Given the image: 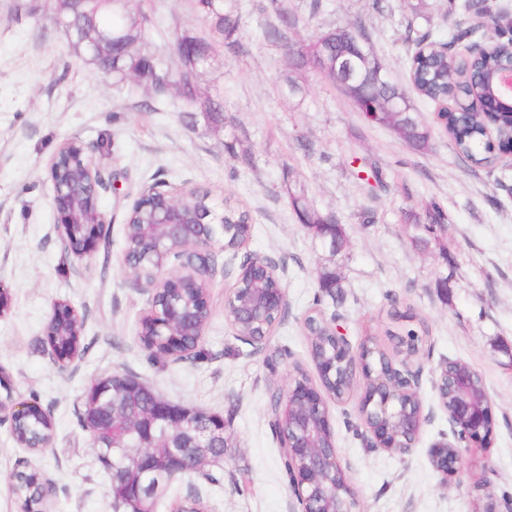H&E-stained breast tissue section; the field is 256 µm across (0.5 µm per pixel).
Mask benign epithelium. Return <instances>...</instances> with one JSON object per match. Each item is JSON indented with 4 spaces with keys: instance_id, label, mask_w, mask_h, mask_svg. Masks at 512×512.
Here are the masks:
<instances>
[{
    "instance_id": "obj_1",
    "label": "benign epithelium",
    "mask_w": 512,
    "mask_h": 512,
    "mask_svg": "<svg viewBox=\"0 0 512 512\" xmlns=\"http://www.w3.org/2000/svg\"><path fill=\"white\" fill-rule=\"evenodd\" d=\"M110 46L112 35L101 31L89 41V51L103 69L108 67L110 53L107 48ZM507 79L512 80V64L500 69L496 75L498 101L490 103L476 99L472 107L476 110H495L504 105L512 107V88L506 91L503 87ZM50 175L63 240L75 257L92 256L98 245L109 239V222L96 207L99 190L106 182L95 163L93 149L76 141L64 143L51 159ZM133 207L150 210L148 221L142 224L141 248L143 256L153 265L151 276L137 280L149 296L140 340L152 353L161 354L166 349V357L186 362L192 358L196 345L202 342L206 326L190 324L189 335L196 337L195 345L177 342V335L169 332V326L181 321L189 309L172 302L160 310L157 300L177 282V277L167 271V265L183 250L191 254L187 278L201 288L198 311L209 312V281L214 274L211 253L216 244L224 241V225L207 220L203 213L191 211L190 206L177 196L165 191L158 194L148 187L134 201ZM251 262L263 278L249 290V294L257 296L256 301L236 297L239 318L257 321L273 310L285 311L286 289L282 287L270 293L262 287L267 278L281 281L279 265L266 257L253 256ZM63 329L81 334V317L68 305L56 304L46 335L56 336ZM341 351L348 358L354 354L362 356L357 367L366 382L362 386L358 414L360 434L366 445L400 456L410 454L424 422L423 407L410 408L399 393L417 388L418 371L409 365L391 362L376 373L368 363L369 355L359 348H351L350 340L339 336L336 353L323 356L316 364L317 372L337 380L345 377V360L339 356ZM450 364L449 360L441 363L435 389L438 404L448 415L451 436L435 442L429 449L431 464L445 484L460 469L461 449L484 445L492 436L488 429L494 422L491 398L487 394L477 397L471 391L472 377L468 375L456 376L454 386L459 392L458 401L450 404L448 398L440 396L441 374ZM105 382L106 379L98 378L91 383L95 392L86 399L84 418L92 425L91 440H96L102 431L110 436V487H117L123 493L126 512H153L143 476L164 471L196 472L223 460L228 437L224 434V419L220 415L158 396L142 408L140 400L151 392V388L134 376L128 378L124 406L112 409L107 415L104 413L105 403L101 401ZM276 394L281 403L297 408L288 421V435L282 436L279 442L293 459L288 471V487L299 505V512H355L349 477L345 475L341 481L329 478L330 473L343 471L335 445L317 448L313 444L317 434L334 437L330 396L322 387L295 375L288 386L277 390ZM30 409L49 415L36 403L15 402L10 397L0 401V413L8 414L12 423Z\"/></svg>"
}]
</instances>
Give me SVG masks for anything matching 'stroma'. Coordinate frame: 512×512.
<instances>
[{
	"label": "stroma",
	"mask_w": 512,
	"mask_h": 512,
	"mask_svg": "<svg viewBox=\"0 0 512 512\" xmlns=\"http://www.w3.org/2000/svg\"><path fill=\"white\" fill-rule=\"evenodd\" d=\"M149 17L147 42L164 65H179L169 47L175 33L207 36L191 0H141ZM238 22L241 48L216 46L201 77L203 95L220 99L224 125H187L173 95L152 101L139 83L111 76L75 58L50 20V0H0V289L11 304L0 316V374L15 401H33L54 422L51 446L33 453L18 445L0 420V512H21L9 486L12 472L34 465L50 483L48 512H112L110 477L79 422L82 398L95 379L128 373L175 403L224 419L230 437L223 462L174 483L155 512L171 500L200 496L209 512H298L268 424L273 391L303 369L318 373L307 351L302 319L317 292L321 268L345 281L343 304L327 305L352 344L374 332L387 346L402 325L393 311L412 310L429 331L418 360L417 391L426 419L412 453L399 457L368 448L355 433L359 394L331 408L336 453L356 492L360 512H476L493 501L512 512V192L487 169L462 161L442 132L420 152L386 127L369 123L318 70H290V52L316 33L352 26L368 36L392 79L408 82L415 37L449 41L454 52L485 43L474 15L452 0H225ZM288 13L285 39L266 36ZM301 90L289 94L286 76ZM95 146V159L114 188L96 206L111 219L109 242L77 259L64 248L52 203L50 161L66 141ZM387 175L371 187L360 159ZM168 191L210 192L216 203L248 211L254 226L247 252L285 268L286 317L265 343L237 339L224 316L231 279L216 272L210 316L196 355L176 363L154 358L139 339L148 296L122 265L125 216L147 185ZM302 195L321 214L334 213L348 243L330 253L300 224L290 202ZM439 200L448 214L444 245L422 247L405 215ZM369 210L375 221H361ZM450 280L449 298L435 288ZM83 319L80 355L58 366L46 343L55 303ZM470 365L493 401L495 428L488 451L465 449L450 484L432 467L429 449L449 436L433 382L445 359Z\"/></svg>",
	"instance_id": "obj_1"
}]
</instances>
